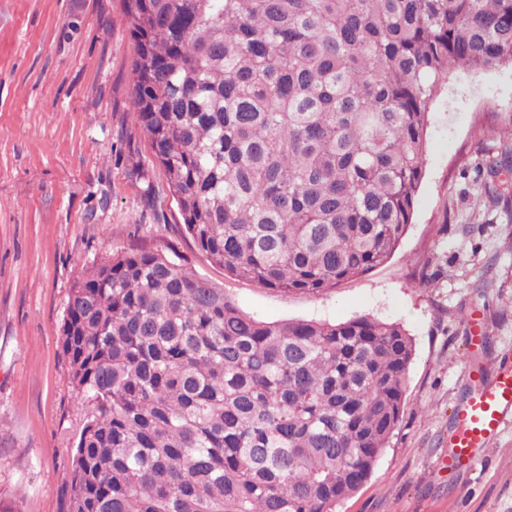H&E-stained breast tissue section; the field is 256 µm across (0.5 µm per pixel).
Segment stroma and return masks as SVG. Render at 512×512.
<instances>
[{
  "label": "stroma",
  "mask_w": 512,
  "mask_h": 512,
  "mask_svg": "<svg viewBox=\"0 0 512 512\" xmlns=\"http://www.w3.org/2000/svg\"><path fill=\"white\" fill-rule=\"evenodd\" d=\"M123 0H0V496L62 512L84 406L60 347L71 285L94 259L178 256L266 322L369 316L412 337L404 410L371 476L336 512H512V425L473 466L439 469L454 410L512 357V68L460 73L429 113L413 222L391 258L318 293L226 277L183 226L129 108ZM481 310L470 353L465 321Z\"/></svg>",
  "instance_id": "stroma-1"
}]
</instances>
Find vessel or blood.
Listing matches in <instances>:
<instances>
[{"mask_svg":"<svg viewBox=\"0 0 512 512\" xmlns=\"http://www.w3.org/2000/svg\"><path fill=\"white\" fill-rule=\"evenodd\" d=\"M456 427L442 465L455 468L474 462L501 429L512 423V368L505 367L494 382L478 384L456 410Z\"/></svg>","mask_w":512,"mask_h":512,"instance_id":"b4317fda","label":"vessel or blood"}]
</instances>
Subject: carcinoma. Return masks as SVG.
Returning <instances> with one entry per match:
<instances>
[{
  "instance_id": "obj_1",
  "label": "carcinoma",
  "mask_w": 512,
  "mask_h": 512,
  "mask_svg": "<svg viewBox=\"0 0 512 512\" xmlns=\"http://www.w3.org/2000/svg\"><path fill=\"white\" fill-rule=\"evenodd\" d=\"M132 108L186 231L230 276L318 293L412 223L430 107L512 67V0H124ZM89 404L63 512H335L402 417L397 323L261 321L159 251L70 289Z\"/></svg>"
}]
</instances>
